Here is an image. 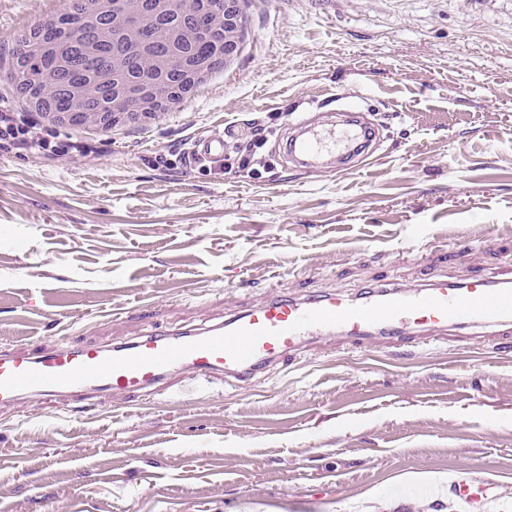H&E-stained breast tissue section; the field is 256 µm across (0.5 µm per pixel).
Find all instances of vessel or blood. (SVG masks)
I'll use <instances>...</instances> for the list:
<instances>
[{"mask_svg": "<svg viewBox=\"0 0 512 512\" xmlns=\"http://www.w3.org/2000/svg\"><path fill=\"white\" fill-rule=\"evenodd\" d=\"M237 133L216 126L194 141L190 165L223 159ZM377 130L358 114L342 126L318 128L299 120L285 150L300 167L338 168L368 154ZM464 334L512 338V264L492 276L461 283H386L358 296H273L203 330L148 331L116 345L61 342L51 347L0 351V409L22 396L45 402L83 400L106 392L128 397L161 390L173 373L195 380L248 383L260 370L300 356L325 341L338 348H415Z\"/></svg>", "mask_w": 512, "mask_h": 512, "instance_id": "obj_1", "label": "vessel or blood"}]
</instances>
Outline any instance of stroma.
Listing matches in <instances>:
<instances>
[{"label": "stroma", "instance_id": "obj_1", "mask_svg": "<svg viewBox=\"0 0 512 512\" xmlns=\"http://www.w3.org/2000/svg\"><path fill=\"white\" fill-rule=\"evenodd\" d=\"M59 0H0L11 53ZM232 66L158 122L83 128L81 160L0 152V349L204 328L272 292L353 295L512 261V0H244ZM366 113L346 170L289 162L288 126ZM271 136L186 166L217 122ZM512 512V340L324 343L244 387L173 375L149 402L0 411V512Z\"/></svg>", "mask_w": 512, "mask_h": 512}]
</instances>
